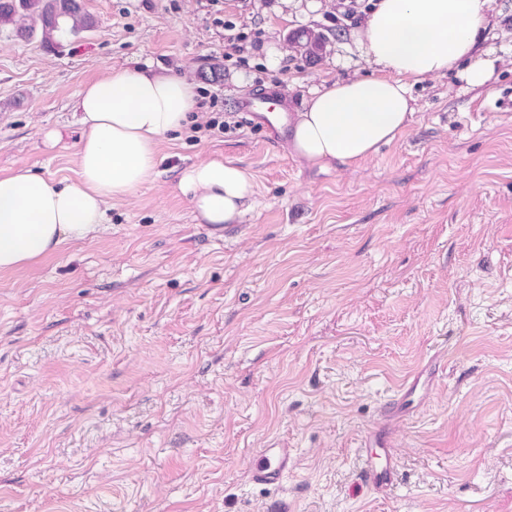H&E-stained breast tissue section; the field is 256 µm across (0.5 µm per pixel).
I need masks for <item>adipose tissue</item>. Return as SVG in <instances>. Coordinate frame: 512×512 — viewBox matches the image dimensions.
I'll use <instances>...</instances> for the list:
<instances>
[{"label":"adipose tissue","mask_w":512,"mask_h":512,"mask_svg":"<svg viewBox=\"0 0 512 512\" xmlns=\"http://www.w3.org/2000/svg\"><path fill=\"white\" fill-rule=\"evenodd\" d=\"M491 0H376L356 42L374 70L324 81L290 124L291 152L312 166L353 165L395 140L414 112L415 83L456 68L485 84L492 60L474 58ZM194 86L150 65L115 68L80 92L78 179L56 184L20 168L0 176V271L32 262L105 219L108 199L135 192L151 176L160 138L189 122ZM179 186L197 216L216 227L253 207L255 179L233 161L183 169Z\"/></svg>","instance_id":"1"}]
</instances>
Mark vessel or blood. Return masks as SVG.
<instances>
[{
    "instance_id": "obj_1",
    "label": "vessel or blood",
    "mask_w": 512,
    "mask_h": 512,
    "mask_svg": "<svg viewBox=\"0 0 512 512\" xmlns=\"http://www.w3.org/2000/svg\"><path fill=\"white\" fill-rule=\"evenodd\" d=\"M271 94L262 93L246 99L241 109L254 121L265 126L271 141H279L281 131L288 119L287 114L270 118L268 105ZM431 392L427 369L413 372L400 386L395 398L384 410V421L364 433L356 447L360 460V480L372 490L389 492L397 483V460L392 452L395 445L393 437L394 422L409 416L413 409L423 404ZM295 466V453L287 443L275 441L269 447L261 449L255 455L251 465V480L263 486H281L292 473Z\"/></svg>"
}]
</instances>
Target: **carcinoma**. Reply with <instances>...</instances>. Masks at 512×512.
<instances>
[{
	"label": "carcinoma",
	"instance_id": "1",
	"mask_svg": "<svg viewBox=\"0 0 512 512\" xmlns=\"http://www.w3.org/2000/svg\"><path fill=\"white\" fill-rule=\"evenodd\" d=\"M7 25L18 39H30L39 30L49 40L55 33L76 36L91 26V19L82 0H0V28ZM322 41V34L302 30L296 44L311 60L320 56Z\"/></svg>",
	"mask_w": 512,
	"mask_h": 512
}]
</instances>
